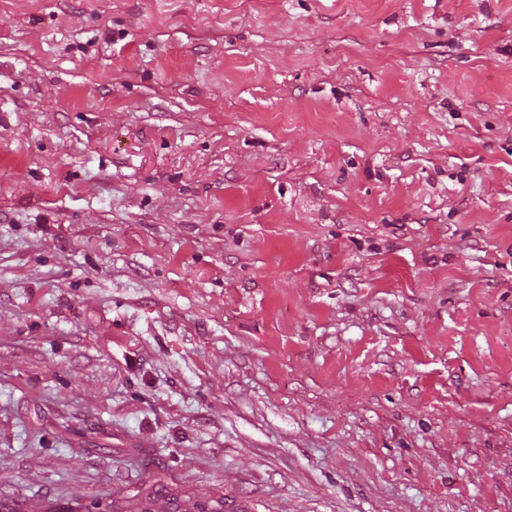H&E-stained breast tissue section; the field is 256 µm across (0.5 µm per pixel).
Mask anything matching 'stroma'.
<instances>
[{"instance_id": "stroma-1", "label": "stroma", "mask_w": 512, "mask_h": 512, "mask_svg": "<svg viewBox=\"0 0 512 512\" xmlns=\"http://www.w3.org/2000/svg\"><path fill=\"white\" fill-rule=\"evenodd\" d=\"M512 512V0H0V503Z\"/></svg>"}]
</instances>
